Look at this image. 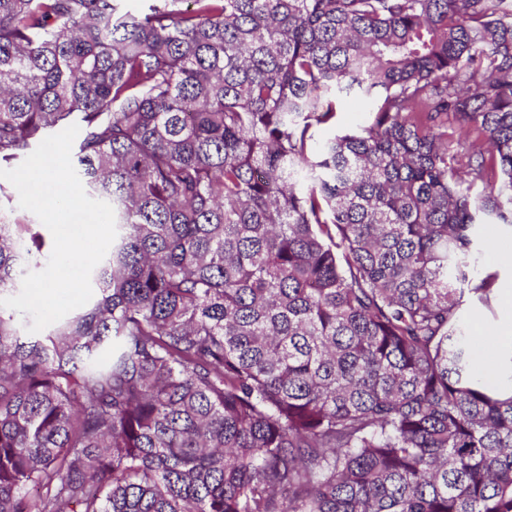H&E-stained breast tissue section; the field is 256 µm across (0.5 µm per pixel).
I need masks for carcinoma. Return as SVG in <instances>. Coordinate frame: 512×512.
I'll use <instances>...</instances> for the list:
<instances>
[{
  "label": "carcinoma",
  "instance_id": "cac0c4a2",
  "mask_svg": "<svg viewBox=\"0 0 512 512\" xmlns=\"http://www.w3.org/2000/svg\"><path fill=\"white\" fill-rule=\"evenodd\" d=\"M150 2L0 0V169L78 125L117 228L48 332L0 306V512H512L462 326L512 227V0ZM31 225L0 208V298ZM336 132L355 131L367 124L369 113L365 112L364 105L356 101L351 95L341 98L337 104Z\"/></svg>",
  "mask_w": 512,
  "mask_h": 512
}]
</instances>
